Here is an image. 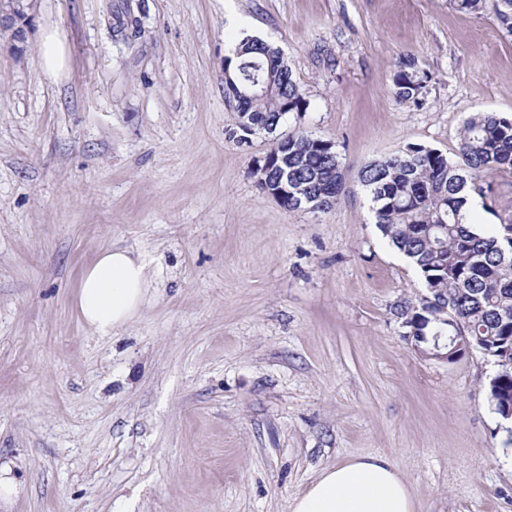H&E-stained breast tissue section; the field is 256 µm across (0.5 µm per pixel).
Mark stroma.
Returning a JSON list of instances; mask_svg holds the SVG:
<instances>
[{"label": "stroma", "instance_id": "stroma-1", "mask_svg": "<svg viewBox=\"0 0 512 512\" xmlns=\"http://www.w3.org/2000/svg\"><path fill=\"white\" fill-rule=\"evenodd\" d=\"M0 33V466L7 512H291L332 466L389 457L417 512H512V427L481 351H418L399 315L417 269L378 230L366 162L455 156L465 119L512 117V33L450 0H36ZM69 49L45 74L40 37ZM278 47L309 106L280 134L335 142L347 193L288 210L252 168L267 134L229 137L224 57ZM410 54L422 105L393 77ZM475 222L512 220V171ZM154 280L97 336L72 302L109 246Z\"/></svg>", "mask_w": 512, "mask_h": 512}]
</instances>
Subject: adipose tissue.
<instances>
[{"label": "adipose tissue", "instance_id": "1", "mask_svg": "<svg viewBox=\"0 0 512 512\" xmlns=\"http://www.w3.org/2000/svg\"><path fill=\"white\" fill-rule=\"evenodd\" d=\"M152 286L144 255L108 247L83 271L75 307L99 336H112L139 314ZM292 512H416V505L393 461L372 454L324 470L294 499Z\"/></svg>", "mask_w": 512, "mask_h": 512}]
</instances>
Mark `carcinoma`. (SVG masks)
Segmentation results:
<instances>
[{
	"mask_svg": "<svg viewBox=\"0 0 512 512\" xmlns=\"http://www.w3.org/2000/svg\"><path fill=\"white\" fill-rule=\"evenodd\" d=\"M224 93L237 103L238 124L231 136L243 141L258 132L274 133L291 112L308 101L278 49L246 36L224 58ZM396 99L423 103L428 75L414 59L400 62L394 74ZM263 83L268 92L253 96ZM278 155L273 178L288 180L279 204L289 210L320 207L326 212L346 187L342 159L328 140L303 130L272 141ZM512 171V117L493 112L469 117L461 130L456 159L435 149L410 146L401 154L362 165L357 179L373 203L382 236L419 271L426 294L448 305L443 323L423 310L425 299L409 303L402 316L424 324L426 336L465 332L484 355L498 362L490 380L496 411L512 405V240L501 231H483L463 223L469 191L484 195L481 181Z\"/></svg>",
	"mask_w": 512,
	"mask_h": 512,
	"instance_id": "cac0c4a2",
	"label": "carcinoma"
}]
</instances>
